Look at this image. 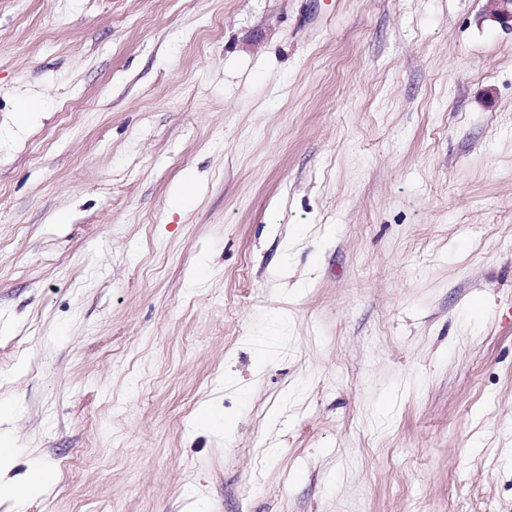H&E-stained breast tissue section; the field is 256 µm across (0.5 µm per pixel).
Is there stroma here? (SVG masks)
Masks as SVG:
<instances>
[{
	"label": "stroma",
	"mask_w": 512,
	"mask_h": 512,
	"mask_svg": "<svg viewBox=\"0 0 512 512\" xmlns=\"http://www.w3.org/2000/svg\"><path fill=\"white\" fill-rule=\"evenodd\" d=\"M493 10L0 0V512H512Z\"/></svg>",
	"instance_id": "35a3bbf8"
}]
</instances>
